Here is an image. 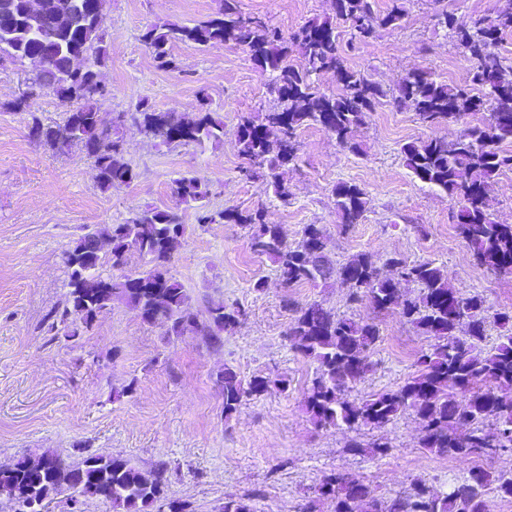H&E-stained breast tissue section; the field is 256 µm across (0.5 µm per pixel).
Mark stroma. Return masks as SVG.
Instances as JSON below:
<instances>
[{"label": "stroma", "instance_id": "stroma-1", "mask_svg": "<svg viewBox=\"0 0 512 512\" xmlns=\"http://www.w3.org/2000/svg\"><path fill=\"white\" fill-rule=\"evenodd\" d=\"M496 0H404L399 26L375 37L343 38L348 67L395 93L412 67L429 68L451 84L469 80V62L434 18L437 8L468 25L490 15ZM221 0H107L102 29L109 58L101 68L111 91L102 109L133 112L140 104L195 115L202 108L224 121L220 142L168 145L126 126L125 163L137 174L128 185L101 190L91 160L78 148L58 154L30 133L33 120L62 123L69 106L56 96L36 99L32 110L12 109L28 89L30 63L0 61V465L51 452L66 463L90 453L121 457L142 469L167 468L168 493L188 500L193 512H219L225 499L253 495L254 512H300L321 477L336 471L391 498L423 481L437 495L480 468L512 473V450L460 461L421 448L422 422L411 411L382 428L319 429L310 421L305 394L315 363L286 338L294 306L310 302L360 322L376 323L380 338L371 368L347 389L348 400L404 385L433 340L406 323L398 309L379 311L370 300L350 301L340 282L284 288L277 266L254 254L249 230L232 223L201 224L196 204L169 193L173 178L206 183L210 212L264 206L268 223L280 225L288 245L306 225L321 228L332 260L366 253L378 267L392 257L432 261L461 296L480 295L489 313L512 312V274L475 262L456 231L458 206L407 169L404 144L439 136L455 140L462 126L479 123L471 112L461 123L432 130L415 112L380 103L354 133L358 152L344 150L321 127L298 132L300 161L287 173L292 193L281 202L262 179H245L238 152L243 118L272 111L270 76L247 47L232 44L172 48L176 68H160L142 40L152 26L194 25L219 10ZM290 35L313 18L334 17V0H238ZM349 182L363 189L370 209L361 223L342 230L333 189ZM148 208L177 211L185 233L169 265L187 304L206 317L211 303L238 309L215 348L206 337L175 335L168 325L147 323L124 301H113L93 328L77 339L47 333L46 315L65 301L68 272L63 254L86 229L122 224ZM262 290H255V282ZM243 379H288L287 392L245 400L224 415L220 372ZM134 392H127V385ZM381 440L385 456L350 449V441Z\"/></svg>", "mask_w": 512, "mask_h": 512}]
</instances>
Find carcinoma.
Masks as SVG:
<instances>
[{
  "instance_id": "cac0c4a2",
  "label": "carcinoma",
  "mask_w": 512,
  "mask_h": 512,
  "mask_svg": "<svg viewBox=\"0 0 512 512\" xmlns=\"http://www.w3.org/2000/svg\"><path fill=\"white\" fill-rule=\"evenodd\" d=\"M105 2L41 0L40 9L31 12L27 0H0V56L13 61L41 59L31 78V91L17 105L27 107L29 99L44 93L72 104L63 124L45 127L35 119L31 132L58 154L81 148L97 171L100 189L108 191L137 178L120 157L119 132L127 120L166 144L219 142L224 121L207 111L191 118L148 105L131 117L125 112L111 117L101 111L109 95L99 72L108 59L102 29ZM374 2L336 0V18L351 37L372 38L376 29L397 26L403 19L400 0H392L382 15L375 11ZM436 21L471 63L470 82L484 90L483 97L470 94L465 86L439 81L427 69L413 68L402 77L398 95L390 104L412 109L430 127L457 123L467 113L483 108L488 115L451 142L435 136L404 145V162L419 181L459 203L457 229L477 264L495 273L511 274L512 268L505 264L512 261V225L492 218L489 199L480 196L476 187L489 184L498 172L512 169V153L501 149V144L512 142V80L493 50L503 36L512 34V0H496L493 16L477 19L469 28L458 26L446 10L437 13ZM340 36L332 22L316 18L285 37L263 19L243 16L236 0H224L217 15L205 22L153 26L143 40L163 68L174 66L171 50L176 43L204 46L221 42L249 48L256 65L272 76L270 89L281 109L240 125L238 151L246 160L242 172L265 179L275 197L286 204L291 191L284 174L298 165L297 131L319 125L343 148L355 152V130L386 96L365 74L346 67ZM294 52L301 58L298 66L290 60ZM323 71L336 73L340 92L327 95L314 89L310 78ZM169 191L185 203L201 202L209 196L208 186L194 176L172 179ZM333 192L344 219L343 229L365 217L369 199L361 188L340 183ZM218 218L252 229L251 250L277 264L284 287L316 286L337 278L348 288L351 300L366 296L378 309L398 307L407 322L434 339L432 349L421 355L417 371L403 386L351 402L344 392L369 371V353L379 339L378 326L341 317L317 302L296 308L287 338L297 352L316 363V376L305 398L306 411L316 427L380 428L411 410L424 423L421 447L436 454L469 459L512 449V333L501 337L490 351H477L486 337L487 319L512 329V313L488 316L480 296L459 295L448 285L441 268L429 261L409 263L394 257V276L384 277L368 254L355 255L343 264L334 262L325 251L305 256L299 246L288 245L280 225L265 222L262 206L246 214L234 209L213 214L205 206L199 207L198 223L212 224ZM184 233L178 213L153 208L124 224L83 234L64 253L68 292L64 306L49 314L47 332L63 328L67 337H78L92 329L113 300L121 299L148 323L164 322L178 336L189 330L209 337L214 345L223 344L218 331L235 321L240 311L217 302L208 306L206 319H198L188 308L182 284L169 274L168 265ZM104 240L111 245L112 268L124 269L131 250L148 258L151 267L116 278L102 276L98 272L99 246ZM401 280L417 284L419 294L399 301L397 284ZM218 382L227 419L251 397L272 388L288 390L285 378L258 376L246 381L230 368L224 369ZM489 417L498 421L493 432L480 427ZM165 473L161 466L148 471L128 460L98 454L68 465L45 452L1 466L0 495L14 500L15 512H27L30 497L47 510L65 488L72 491V504L81 497L108 501L116 512H192L188 501L168 495ZM491 484L499 496L512 499V475H493L480 468L470 471L443 497L431 493L420 481L405 495L380 500L369 486L336 472L323 476L314 494L334 501L335 512H490L483 489ZM251 500L250 496L228 498L219 512H253Z\"/></svg>"
}]
</instances>
